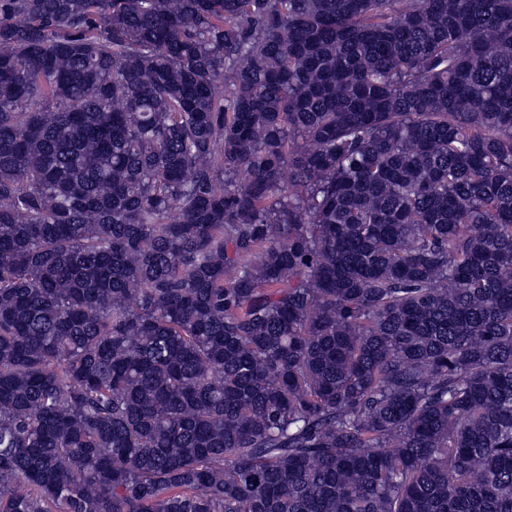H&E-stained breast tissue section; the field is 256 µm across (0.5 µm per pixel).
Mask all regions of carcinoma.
Listing matches in <instances>:
<instances>
[{"mask_svg":"<svg viewBox=\"0 0 512 512\" xmlns=\"http://www.w3.org/2000/svg\"><path fill=\"white\" fill-rule=\"evenodd\" d=\"M0 512H512V0H0Z\"/></svg>","mask_w":512,"mask_h":512,"instance_id":"1","label":"carcinoma"}]
</instances>
